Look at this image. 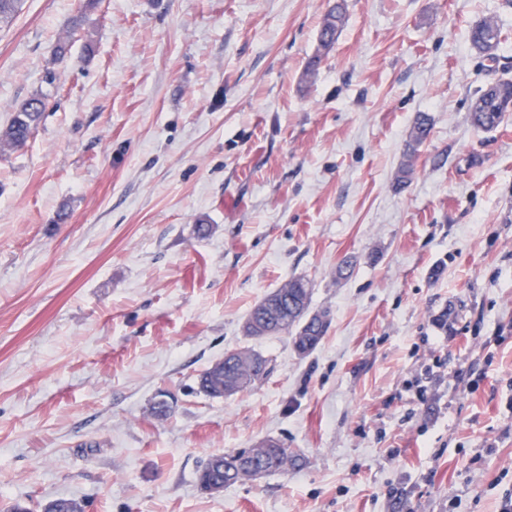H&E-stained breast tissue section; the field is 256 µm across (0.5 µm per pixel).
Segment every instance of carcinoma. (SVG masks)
I'll return each instance as SVG.
<instances>
[{
  "instance_id": "carcinoma-1",
  "label": "carcinoma",
  "mask_w": 512,
  "mask_h": 512,
  "mask_svg": "<svg viewBox=\"0 0 512 512\" xmlns=\"http://www.w3.org/2000/svg\"><path fill=\"white\" fill-rule=\"evenodd\" d=\"M22 5L23 0H0V27L11 23L21 11ZM345 18V5L341 0L325 13L318 38V49L308 63L309 69H316L322 54L334 46L344 26ZM468 40L472 49L478 54L493 61L498 59L502 33L495 22L486 20L477 23L470 29ZM46 107L47 98L38 92L24 100L14 109L7 128L0 134V139L14 149L24 147L41 122ZM511 111L512 79H497L482 88L473 100L470 121L477 129L492 130L503 121L505 114ZM430 126V118L427 115L421 114L416 118L410 134V154H415L417 148L426 141ZM311 292L308 281L302 278L292 279L257 304L251 310L249 318L257 317L265 312L266 305L275 303L276 314L273 315V321L276 333L308 337L309 344L302 346L300 351L309 353L317 347L327 330L325 323L317 328L305 325L304 316L309 308ZM257 357L259 354L251 350L229 354V358L234 360V363L226 370L224 376H218L213 366L199 375L200 391L212 398H222L227 389L234 395L248 390L262 380V377L258 376L255 364ZM254 452L259 456L269 453L275 456H286L294 466H299L304 461L301 454L283 445L270 449L256 448Z\"/></svg>"
}]
</instances>
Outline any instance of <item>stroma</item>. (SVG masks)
<instances>
[{"instance_id":"obj_1","label":"stroma","mask_w":512,"mask_h":512,"mask_svg":"<svg viewBox=\"0 0 512 512\" xmlns=\"http://www.w3.org/2000/svg\"><path fill=\"white\" fill-rule=\"evenodd\" d=\"M26 0L0 30V512H501L512 494V0ZM498 24L503 57L467 38ZM71 45L64 61L54 43ZM431 131L398 185L418 114ZM317 348L246 336L289 279ZM252 349L271 372L212 398ZM176 398L155 416L159 392ZM276 438L302 467L200 490L211 455ZM343 2L344 0L337 1L324 15L318 38V49L308 63L310 70L316 69L321 61L322 54L329 51L334 46L342 31L346 18V10ZM512 111V79H497L482 88L471 104V124L492 130ZM46 107L47 98L42 93L37 92L24 100L14 109L1 140L13 149L24 147L41 122ZM234 363L224 373V378L215 373L216 363L203 371L198 378V385L201 392L212 398L224 397V389H230L232 395L244 392L251 388L257 381L262 380L269 374L265 371L258 376L255 359L262 357L251 350H241L227 355Z\"/></svg>"}]
</instances>
